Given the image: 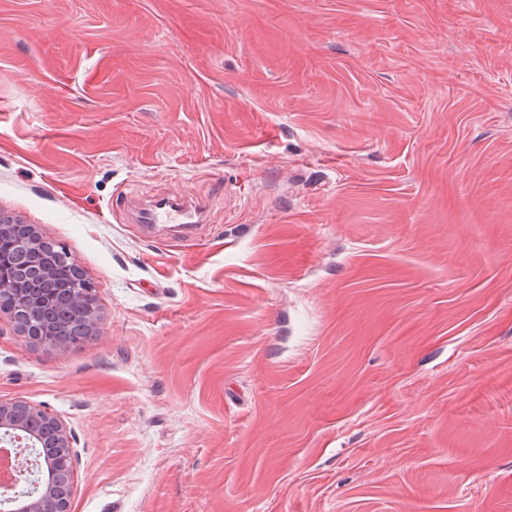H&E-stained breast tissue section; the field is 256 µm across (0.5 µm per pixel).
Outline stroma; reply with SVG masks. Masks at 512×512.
<instances>
[{"mask_svg": "<svg viewBox=\"0 0 512 512\" xmlns=\"http://www.w3.org/2000/svg\"><path fill=\"white\" fill-rule=\"evenodd\" d=\"M0 212L102 314L0 320L71 512H512V0H0ZM166 204L156 206L146 210L142 216V222L146 224H169L174 222L175 224H195L194 220L197 215V209H189L177 204L176 208L173 209L172 205Z\"/></svg>", "mask_w": 512, "mask_h": 512, "instance_id": "1", "label": "stroma"}]
</instances>
